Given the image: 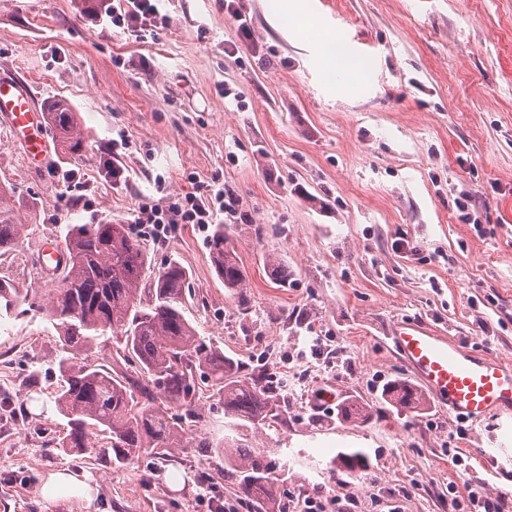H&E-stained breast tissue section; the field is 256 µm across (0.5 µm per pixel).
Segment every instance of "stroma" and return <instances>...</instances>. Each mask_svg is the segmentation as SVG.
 Instances as JSON below:
<instances>
[{"label":"stroma","mask_w":512,"mask_h":512,"mask_svg":"<svg viewBox=\"0 0 512 512\" xmlns=\"http://www.w3.org/2000/svg\"><path fill=\"white\" fill-rule=\"evenodd\" d=\"M266 2L236 0L246 39L224 0H161L167 24L137 40L96 21L98 0H0V77L40 104H68L88 141L37 170L0 118V183L25 226L0 251V280L27 298L0 315V512H207L203 493L261 512L202 445L232 433L208 384L167 458L148 449L113 462L95 429L84 451L60 445L61 343L36 307L53 286L37 254L72 224H131L139 203H166L193 177L219 178L240 200L246 221L224 232L247 271L245 296L217 277L210 228L141 240L152 269L188 271L197 336L281 382L280 418L247 430L276 462L279 502L472 512L469 491L512 493V470L474 454L512 448L511 414L475 426L431 399L410 409L382 397L413 380L385 339L399 319L512 362V0H309V19L286 21ZM331 31L372 65L361 95L322 85L318 43ZM119 138L130 147L116 156ZM110 164L120 178L106 175ZM272 260L291 271L288 287L269 278ZM348 399L367 420L338 416ZM351 450L363 451L366 475L339 464ZM62 468L89 476L91 506L42 500L43 477Z\"/></svg>","instance_id":"stroma-1"}]
</instances>
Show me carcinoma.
<instances>
[{"label": "carcinoma", "mask_w": 512, "mask_h": 512, "mask_svg": "<svg viewBox=\"0 0 512 512\" xmlns=\"http://www.w3.org/2000/svg\"><path fill=\"white\" fill-rule=\"evenodd\" d=\"M47 123L57 136L61 152L78 154L87 142L77 113L65 103L46 108ZM25 225L12 188L0 184V250L21 238ZM68 260L58 285L41 309L51 322L67 356L58 362L60 386L57 413L67 420L68 432L60 447H86L89 428L110 436L115 460L126 463L145 448L164 456L173 447L179 429L193 426L197 417L195 370L204 372L224 399V415L246 426L264 424L281 414L280 386L269 377H248L239 365L206 346L187 318L189 275L176 262L148 272L146 249L124 224H71L66 236ZM210 256L224 287L243 295L247 273L238 255L227 246L224 225L210 239ZM151 281L148 288L144 281ZM20 296L0 281V311L10 312ZM120 334L117 359L109 366L78 361L107 332ZM387 395L408 406L420 397L406 385L392 386ZM164 399L183 413L171 416L160 408ZM205 448L224 453L238 477V492L271 503L276 488L269 455L256 452L240 440L208 441Z\"/></svg>", "instance_id": "cac0c4a2"}]
</instances>
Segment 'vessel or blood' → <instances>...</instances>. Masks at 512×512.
I'll return each mask as SVG.
<instances>
[{"label":"vessel or blood","mask_w":512,"mask_h":512,"mask_svg":"<svg viewBox=\"0 0 512 512\" xmlns=\"http://www.w3.org/2000/svg\"><path fill=\"white\" fill-rule=\"evenodd\" d=\"M0 114L8 117L28 160L35 165L49 163L52 146L45 114L24 84L0 79ZM66 259V252L49 240L43 245L39 263L50 274L64 268ZM390 336L422 390L449 412L475 425L490 416L512 412L511 363L469 349L422 322L396 321Z\"/></svg>","instance_id":"1"}]
</instances>
